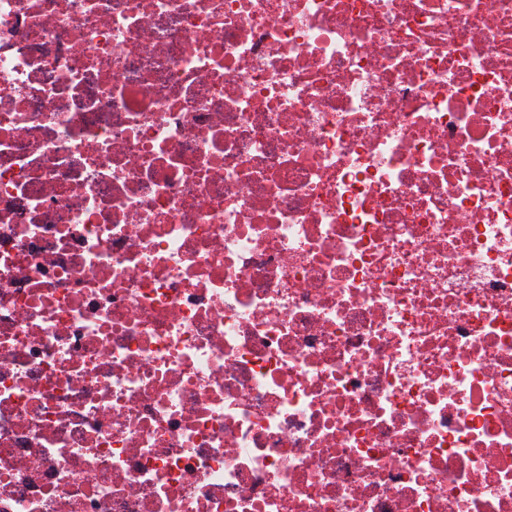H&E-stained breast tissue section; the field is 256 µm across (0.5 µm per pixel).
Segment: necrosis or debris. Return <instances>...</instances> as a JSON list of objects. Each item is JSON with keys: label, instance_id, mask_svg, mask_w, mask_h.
Here are the masks:
<instances>
[{"label": "necrosis or debris", "instance_id": "obj_1", "mask_svg": "<svg viewBox=\"0 0 512 512\" xmlns=\"http://www.w3.org/2000/svg\"><path fill=\"white\" fill-rule=\"evenodd\" d=\"M0 512H512V0H0Z\"/></svg>", "mask_w": 512, "mask_h": 512}]
</instances>
